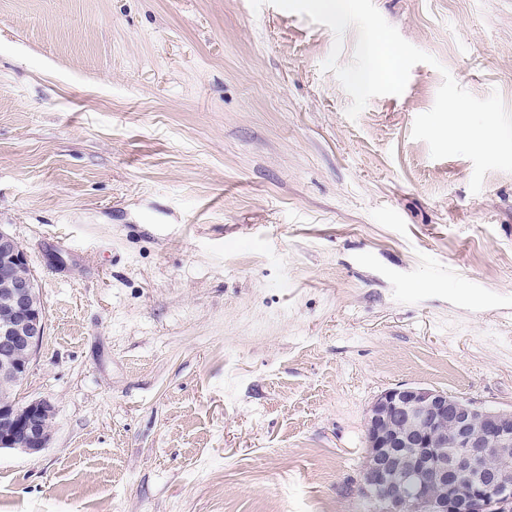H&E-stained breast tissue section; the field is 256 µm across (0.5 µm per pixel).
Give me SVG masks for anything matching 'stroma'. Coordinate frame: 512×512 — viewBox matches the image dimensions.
<instances>
[{"instance_id":"obj_1","label":"stroma","mask_w":512,"mask_h":512,"mask_svg":"<svg viewBox=\"0 0 512 512\" xmlns=\"http://www.w3.org/2000/svg\"><path fill=\"white\" fill-rule=\"evenodd\" d=\"M436 65L357 119L355 28L249 0H0V228L46 314L0 512H367L385 389L512 408V173L413 139L512 109V0H374ZM53 408L45 400L20 403L8 394L0 396V449L36 453L50 440Z\"/></svg>"}]
</instances>
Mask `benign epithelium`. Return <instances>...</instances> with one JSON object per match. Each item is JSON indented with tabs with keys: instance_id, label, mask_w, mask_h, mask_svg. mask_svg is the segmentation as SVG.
<instances>
[{
	"instance_id": "obj_1",
	"label": "benign epithelium",
	"mask_w": 512,
	"mask_h": 512,
	"mask_svg": "<svg viewBox=\"0 0 512 512\" xmlns=\"http://www.w3.org/2000/svg\"><path fill=\"white\" fill-rule=\"evenodd\" d=\"M38 282L22 244L0 229V379L21 383L46 329ZM53 408L0 396V449L36 453L50 440ZM358 491L391 512H512V467L490 469L512 449V409L422 386L386 389L370 408Z\"/></svg>"
}]
</instances>
